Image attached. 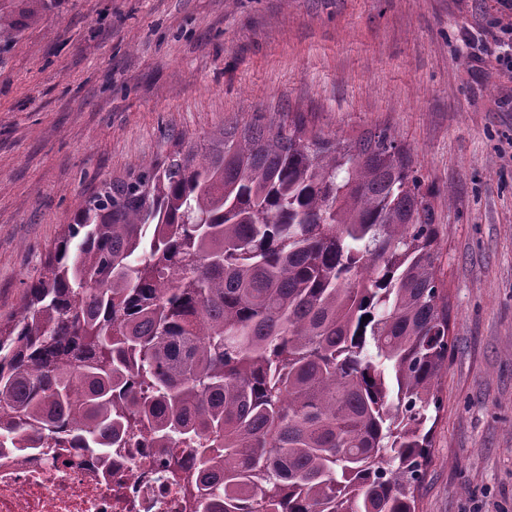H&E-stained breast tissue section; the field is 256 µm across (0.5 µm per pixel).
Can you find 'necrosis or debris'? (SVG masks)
Masks as SVG:
<instances>
[{
    "mask_svg": "<svg viewBox=\"0 0 512 512\" xmlns=\"http://www.w3.org/2000/svg\"><path fill=\"white\" fill-rule=\"evenodd\" d=\"M165 458L141 436L113 453L74 457L67 448L0 452V512H196Z\"/></svg>",
    "mask_w": 512,
    "mask_h": 512,
    "instance_id": "necrosis-or-debris-1",
    "label": "necrosis or debris"
}]
</instances>
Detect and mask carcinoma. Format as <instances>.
I'll return each instance as SVG.
<instances>
[{
	"label": "carcinoma",
	"mask_w": 512,
	"mask_h": 512,
	"mask_svg": "<svg viewBox=\"0 0 512 512\" xmlns=\"http://www.w3.org/2000/svg\"><path fill=\"white\" fill-rule=\"evenodd\" d=\"M59 0H0V54ZM439 230L384 130L224 126L94 191L0 323V447H183L223 512H416ZM368 320H362V317Z\"/></svg>",
	"instance_id": "cac0c4a2"
}]
</instances>
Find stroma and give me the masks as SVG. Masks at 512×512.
I'll list each match as a JSON object with an SVG mask.
<instances>
[{
  "label": "stroma",
  "instance_id": "stroma-1",
  "mask_svg": "<svg viewBox=\"0 0 512 512\" xmlns=\"http://www.w3.org/2000/svg\"><path fill=\"white\" fill-rule=\"evenodd\" d=\"M497 0H62L0 57V318L95 186L234 120L388 130L440 231L448 371L418 512H512V72ZM494 53L497 61L506 70L512 71V28L504 30L500 35H493Z\"/></svg>",
  "mask_w": 512,
  "mask_h": 512
}]
</instances>
